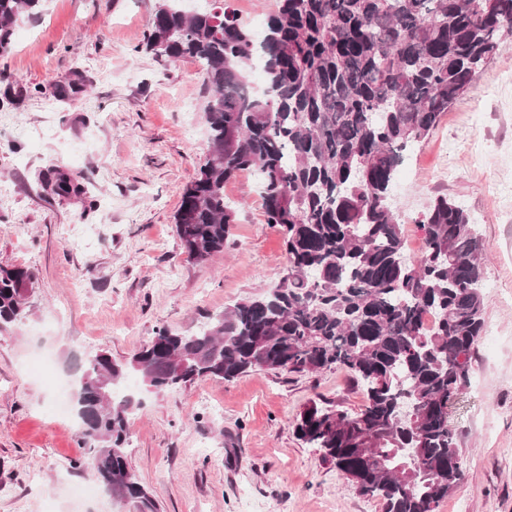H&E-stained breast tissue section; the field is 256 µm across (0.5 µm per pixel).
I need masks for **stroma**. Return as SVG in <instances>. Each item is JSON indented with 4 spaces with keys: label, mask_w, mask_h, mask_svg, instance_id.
I'll return each instance as SVG.
<instances>
[{
    "label": "stroma",
    "mask_w": 512,
    "mask_h": 512,
    "mask_svg": "<svg viewBox=\"0 0 512 512\" xmlns=\"http://www.w3.org/2000/svg\"><path fill=\"white\" fill-rule=\"evenodd\" d=\"M157 0H45L0 56V267L33 271L26 317L0 329V512H138L74 469L85 454L74 418L51 410L57 378L108 350L123 362L159 327L190 334L262 295L285 265L260 187H224L236 211L222 255L187 260L181 195L207 153L199 65L146 51ZM66 176L78 196L49 182ZM462 205L483 246L486 334L471 382L448 407L464 478L436 512H512V47L493 59L413 145L393 203L407 233L437 196ZM90 233L75 250L63 231ZM130 420V470L158 512H383L298 440L312 399L356 412L346 371L256 369L152 392Z\"/></svg>",
    "instance_id": "obj_1"
}]
</instances>
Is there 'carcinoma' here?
<instances>
[{"label":"carcinoma","instance_id":"1","mask_svg":"<svg viewBox=\"0 0 512 512\" xmlns=\"http://www.w3.org/2000/svg\"><path fill=\"white\" fill-rule=\"evenodd\" d=\"M42 0H0V54ZM192 14L158 0L147 49L200 66L209 146L176 211L189 258L224 252L235 211L224 185L259 175L265 221L286 264L267 294L201 329L166 327L124 363L106 350L80 367L75 416L89 467L139 512L156 503L132 475L127 446L133 372L162 391L231 381L255 368L342 369L363 384L355 414L312 400L296 416L322 452L384 512H435L463 477L448 405L469 382L485 330L480 243L459 204L436 197L416 220L425 249L405 251L390 191L407 147L424 139L512 33V0H278L257 42L224 0ZM34 278L0 268V326L28 312ZM437 319L424 327L421 314Z\"/></svg>","mask_w":512,"mask_h":512}]
</instances>
